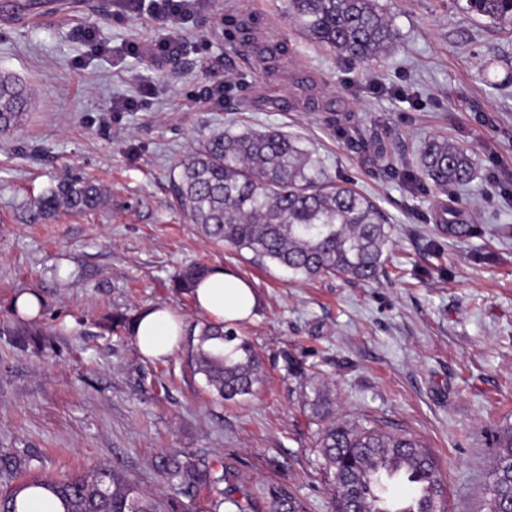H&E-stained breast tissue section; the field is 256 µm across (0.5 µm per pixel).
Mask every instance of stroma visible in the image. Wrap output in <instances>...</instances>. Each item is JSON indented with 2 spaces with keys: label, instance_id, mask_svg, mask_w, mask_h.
<instances>
[{
  "label": "stroma",
  "instance_id": "1",
  "mask_svg": "<svg viewBox=\"0 0 512 512\" xmlns=\"http://www.w3.org/2000/svg\"><path fill=\"white\" fill-rule=\"evenodd\" d=\"M112 2L0 0V71L35 94L0 135V453H27L53 478L107 463L169 496L152 462L174 449L236 468L259 503L283 491L297 512H335L304 396L317 385L337 418L423 440L447 512H482L496 429L512 422V35L456 0H383L398 39L382 65H353L291 31L283 0H208L158 63L126 47L160 22L115 20ZM89 26L110 53L90 52ZM122 100L132 108L113 111ZM234 122L300 136L336 183L376 201L393 226L376 282L257 267L172 207L174 165ZM437 134L471 149L466 190L416 179L412 160ZM75 176L101 185L104 206L34 220L31 200ZM443 209L468 232L440 223ZM193 263L234 271L262 298L241 326L262 358L252 396L218 399L189 362L201 317L174 279ZM24 292L43 302L45 350L12 335ZM153 305L186 333L148 359L105 324Z\"/></svg>",
  "mask_w": 512,
  "mask_h": 512
}]
</instances>
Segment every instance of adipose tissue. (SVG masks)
<instances>
[{"mask_svg": "<svg viewBox=\"0 0 512 512\" xmlns=\"http://www.w3.org/2000/svg\"><path fill=\"white\" fill-rule=\"evenodd\" d=\"M200 316L207 320L241 323L252 318L260 297L246 280L229 270H214L196 288ZM134 343L140 354L154 359L172 353L183 336L181 318L167 306L142 310L134 323Z\"/></svg>", "mask_w": 512, "mask_h": 512, "instance_id": "adipose-tissue-1", "label": "adipose tissue"}]
</instances>
